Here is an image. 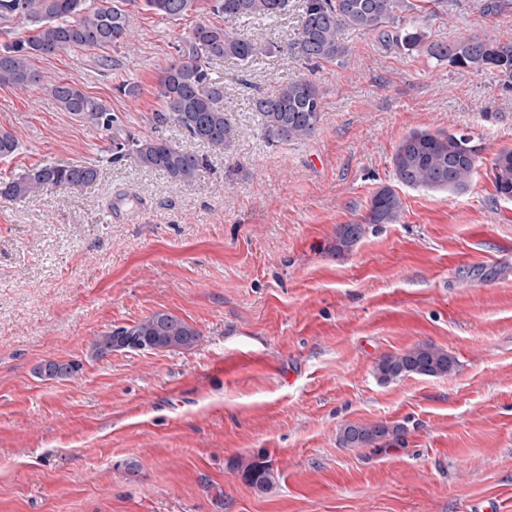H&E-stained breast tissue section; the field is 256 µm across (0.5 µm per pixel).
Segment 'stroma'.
I'll return each mask as SVG.
<instances>
[{
	"instance_id": "obj_1",
	"label": "stroma",
	"mask_w": 512,
	"mask_h": 512,
	"mask_svg": "<svg viewBox=\"0 0 512 512\" xmlns=\"http://www.w3.org/2000/svg\"><path fill=\"white\" fill-rule=\"evenodd\" d=\"M483 2L441 0L413 24L429 43L512 35V0L492 14ZM302 4L237 22L275 52L212 62L239 130L221 152L154 115L178 45L222 16L175 21L126 0L130 45L34 59L126 129L206 155L190 187L112 161L105 134L50 92L0 86V128L19 143L0 183L53 162L98 171L82 189L0 202V512H474L488 498L512 512V200L491 170L512 147V78L352 29L336 63L310 68L284 51ZM302 74L323 93L319 128L270 144L250 100ZM413 130L479 138L465 192L396 181L392 156ZM384 187L399 221L366 225L334 254L337 227ZM157 311L199 343L90 358L97 336ZM425 343L456 371L377 381L382 357ZM47 360L75 370L42 380L33 370ZM348 423L406 434L346 448ZM256 459L264 495L234 466Z\"/></svg>"
}]
</instances>
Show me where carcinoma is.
Segmentation results:
<instances>
[{
    "instance_id": "obj_1",
    "label": "carcinoma",
    "mask_w": 512,
    "mask_h": 512,
    "mask_svg": "<svg viewBox=\"0 0 512 512\" xmlns=\"http://www.w3.org/2000/svg\"><path fill=\"white\" fill-rule=\"evenodd\" d=\"M146 10L164 18L179 19L205 9L224 16V25L197 23L182 45L178 58L157 81V97L163 111L155 118L180 127L189 137L214 151H221L236 139L237 128L224 116V86L211 76L210 64L218 59L246 65L265 55L269 46L234 32L228 24L250 16H273L284 12L288 0H143ZM420 8L414 0H304L299 36L289 51L307 64L334 63L343 55L341 31L358 29L365 33L390 35L407 51L423 46L424 35L407 16ZM0 24L18 25L16 33L0 44V85L28 92L45 87L59 105L79 120L107 133L112 159H127L137 166L159 170L183 185L191 186L206 166V156L188 153L168 142L136 136L114 127L115 117L100 100L85 94L63 79L49 80L37 70L33 59L72 53L81 49L118 47L129 43L133 33L129 12L119 0H0ZM426 52L438 62L474 72L496 69L512 77V36L497 39L470 38L455 42H434ZM252 110L262 124L267 140L288 144L311 137L323 112V97L315 81L301 76L270 95L252 98ZM18 150V142L0 130V158ZM482 147L470 134L415 130L406 134L392 156L396 180L412 188L462 193L476 172ZM496 193L512 198V148L500 150L492 164ZM97 170L78 165L44 164L0 187V198L26 201L56 188L73 190L92 184ZM401 213V200L385 187L372 197L368 224H394ZM364 233L362 224H342L336 232V253L348 250ZM200 340V333L181 318L157 312L132 327H117L97 337L89 347L90 357L101 359L114 350L143 344L150 349H188ZM457 362L448 351L421 344L399 354L381 358L377 380L390 384L404 377H446ZM74 365L55 360L35 368V374L55 381L69 377ZM405 433L400 424H347L340 429L344 447H377L399 441ZM245 476L261 493L271 489L269 473L259 463L246 465Z\"/></svg>"
}]
</instances>
